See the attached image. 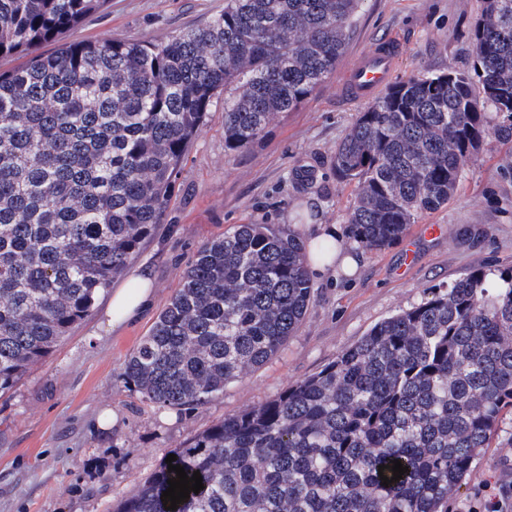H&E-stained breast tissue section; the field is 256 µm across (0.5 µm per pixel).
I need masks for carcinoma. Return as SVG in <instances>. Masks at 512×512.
<instances>
[{
  "label": "carcinoma",
  "mask_w": 512,
  "mask_h": 512,
  "mask_svg": "<svg viewBox=\"0 0 512 512\" xmlns=\"http://www.w3.org/2000/svg\"><path fill=\"white\" fill-rule=\"evenodd\" d=\"M106 0H0V398L94 309L157 230L189 144L224 94L242 152L336 72L361 0H224L164 42H57ZM468 71L391 83L336 145L350 235L381 251L448 205L485 138L512 141V0H482ZM314 297L289 226L203 244L122 366L161 407L203 404L274 359ZM512 416V266L475 268L376 325L321 371L170 450L204 489L175 512H449ZM408 471L393 477V460ZM160 462L113 512H169Z\"/></svg>",
  "instance_id": "carcinoma-1"
}]
</instances>
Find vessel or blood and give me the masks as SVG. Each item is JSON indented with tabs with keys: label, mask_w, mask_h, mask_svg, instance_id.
Here are the masks:
<instances>
[{
	"label": "vessel or blood",
	"mask_w": 512,
	"mask_h": 512,
	"mask_svg": "<svg viewBox=\"0 0 512 512\" xmlns=\"http://www.w3.org/2000/svg\"><path fill=\"white\" fill-rule=\"evenodd\" d=\"M398 57V50L390 41L379 43L361 54L348 72L345 98L360 101L381 92L395 69Z\"/></svg>",
	"instance_id": "b4317fda"
}]
</instances>
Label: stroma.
Returning <instances> with one entry per match:
<instances>
[{
  "instance_id": "stroma-1",
  "label": "stroma",
  "mask_w": 512,
  "mask_h": 512,
  "mask_svg": "<svg viewBox=\"0 0 512 512\" xmlns=\"http://www.w3.org/2000/svg\"><path fill=\"white\" fill-rule=\"evenodd\" d=\"M481 0H363L360 20L335 74L297 110L277 116L248 151L224 147V101L215 99L192 142L158 232L133 260L151 269L155 301L120 331L108 328V295L48 361L0 400V512H112L167 452L224 415L273 398L319 372L379 321L419 304L481 266L512 265V142L488 138L469 162L448 206L422 215L406 236L380 252L360 251L353 276H313L314 300L300 328L272 361L198 406L142 402L121 377L179 286L198 248L236 224L293 225L309 238L314 224L347 226L351 188L333 169L337 143L362 103L341 95L355 57L379 40L401 49L396 77L466 69V29ZM224 0H108L72 39L161 42L205 25ZM439 225L438 234L423 227ZM512 422L476 461L451 512H477L476 493L491 486L512 512Z\"/></svg>"
}]
</instances>
